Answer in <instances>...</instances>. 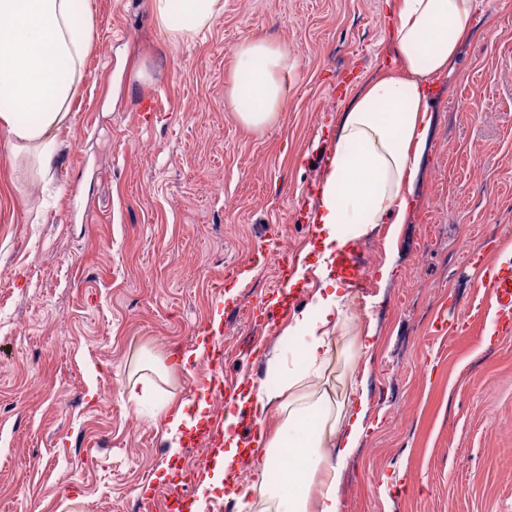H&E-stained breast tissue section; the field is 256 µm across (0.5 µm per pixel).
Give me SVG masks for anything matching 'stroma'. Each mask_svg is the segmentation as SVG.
I'll return each mask as SVG.
<instances>
[{
  "mask_svg": "<svg viewBox=\"0 0 512 512\" xmlns=\"http://www.w3.org/2000/svg\"><path fill=\"white\" fill-rule=\"evenodd\" d=\"M94 44L54 160L40 171L12 153L0 130V512H141L168 456L197 458L172 442L155 406L195 400L206 370L202 328L216 326L224 379L289 354L286 321L223 317L212 289L247 267L232 296L243 309L286 289L274 264L253 266L266 229L297 252L309 305L325 278L314 227L297 210L323 171L354 96L392 62L387 0H224L210 31L170 44L150 0H90ZM271 37L300 62L276 123L258 134L224 105L235 45ZM152 101L149 121L137 108ZM433 122L413 208L353 240L358 262L392 265L356 295L332 335L322 377L306 394L341 387L369 396L371 428L346 459L341 512H512V337L491 334L476 274L461 242L485 245L487 225L512 239V0H479L470 37L435 90ZM475 316L465 336L436 321ZM377 324L375 347L350 357ZM188 355L158 377L154 401L132 408L123 387L151 356ZM203 414L236 413L209 397Z\"/></svg>",
  "mask_w": 512,
  "mask_h": 512,
  "instance_id": "1",
  "label": "stroma"
}]
</instances>
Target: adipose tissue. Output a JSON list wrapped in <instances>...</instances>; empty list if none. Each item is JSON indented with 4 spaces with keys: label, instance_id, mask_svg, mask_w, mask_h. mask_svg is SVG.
I'll return each instance as SVG.
<instances>
[{
    "label": "adipose tissue",
    "instance_id": "1",
    "mask_svg": "<svg viewBox=\"0 0 512 512\" xmlns=\"http://www.w3.org/2000/svg\"><path fill=\"white\" fill-rule=\"evenodd\" d=\"M391 8L394 64L346 111L320 182L315 237L329 285L284 330L315 376L326 362L330 333L352 301L342 279L331 275L335 257L369 225L404 223L412 209L431 93L473 27L477 0H393ZM150 9L166 39L180 44L209 30L224 0H150ZM92 37L89 0H0V129L13 151L35 154L42 169L52 165L55 134L69 119ZM298 70L299 59L286 42L241 40L232 51L227 107L245 127L265 131ZM300 384L292 373L279 389L261 387L237 399L260 415L273 399H288L281 425L260 436L266 450L254 463L260 490L274 501L275 512H340L343 461L366 432L367 407L351 409L325 394L308 400L299 394ZM297 454L307 462L300 472L288 466Z\"/></svg>",
    "mask_w": 512,
    "mask_h": 512
}]
</instances>
